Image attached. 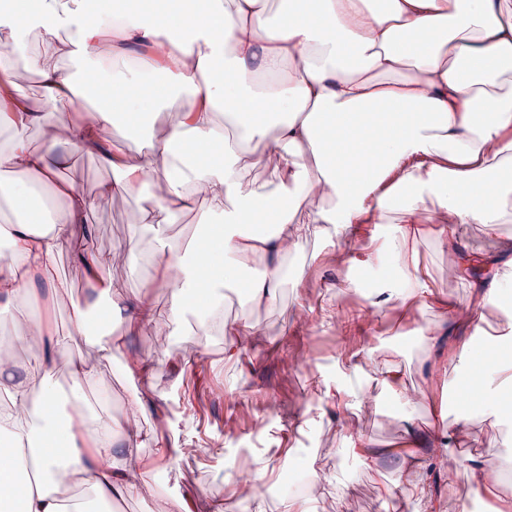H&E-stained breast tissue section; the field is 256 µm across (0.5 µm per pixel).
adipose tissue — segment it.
I'll use <instances>...</instances> for the list:
<instances>
[{"label": "adipose tissue", "mask_w": 512, "mask_h": 512, "mask_svg": "<svg viewBox=\"0 0 512 512\" xmlns=\"http://www.w3.org/2000/svg\"><path fill=\"white\" fill-rule=\"evenodd\" d=\"M35 34L52 51L28 67L41 78L34 98L12 86L0 103V126L12 129L0 150V197L18 217L0 252V320L10 342L0 347V510L63 512L81 491V512H112L122 499H149L154 512H190L184 500L150 484V471L189 450L147 427L159 407L152 397L155 366L126 352L137 333L169 345L175 333L224 332L225 352L255 342V325L224 317V290L244 289L255 308L269 306L281 288L301 287L292 265L309 240L327 246V262L375 268L392 261L400 285L388 303L412 302L435 311L423 334L427 382L408 387L388 364L364 368L353 351L340 358L351 373H367V390L327 388L330 399L353 397L358 408H379L390 394L415 409L432 385L448 380V350H467V337L494 331L512 340L498 297L512 290V0H27L0 20V44ZM74 61L57 67L53 56ZM160 82L153 93L151 82ZM100 95L85 107L83 92ZM178 116L149 125L166 98ZM69 121L49 123L58 103ZM147 129L145 144L116 149L112 129ZM47 129L42 148L26 130ZM67 146L56 154L57 146ZM73 152L92 154L111 170L98 186L103 198L138 196L146 207L129 226L122 254L130 277L151 267L148 289L130 291L105 275L104 261L83 249L93 235L89 197L63 181ZM272 167L280 198L268 204L253 171ZM190 222L214 230L194 247L165 234ZM368 224H390L382 247L355 258ZM434 224L453 241L468 224L484 227L496 253L455 246L446 271L462 279L478 271L473 303L458 308L431 284L420 261L422 227ZM152 233L149 256L140 242ZM70 252L86 276L85 300L58 272ZM168 291V310H156L151 291ZM69 304L72 326L57 335L36 313L39 299ZM84 350L73 354L71 345ZM27 357L18 361L16 350ZM122 356L120 419L92 409L87 394L104 380V365ZM512 384V360L484 374L482 412L463 427L436 423L407 429V450L393 463L401 486L413 489L422 512H438L430 470L463 475L472 496L495 493L502 481L493 454L457 471L453 449L467 445L482 416L502 418L498 395ZM151 447L145 457L141 448Z\"/></svg>", "instance_id": "1"}]
</instances>
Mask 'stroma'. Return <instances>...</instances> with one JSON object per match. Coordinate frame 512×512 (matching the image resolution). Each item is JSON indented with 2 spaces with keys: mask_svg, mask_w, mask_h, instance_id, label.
Listing matches in <instances>:
<instances>
[{
  "mask_svg": "<svg viewBox=\"0 0 512 512\" xmlns=\"http://www.w3.org/2000/svg\"><path fill=\"white\" fill-rule=\"evenodd\" d=\"M62 175L92 200L95 233L89 239L90 251L105 258L124 251L128 226L143 201L98 198L97 187L110 173L87 154L74 155ZM320 246L312 240L300 251L304 288H283L270 307L249 313L241 290L225 291V317L251 315L263 330L259 341L243 347L234 358L224 355V336L214 335L206 337L207 349L196 364L175 369L154 337L127 338L128 353L156 362L154 398L165 407L175 431L187 446L202 451L198 457L173 460L158 472L171 495L192 500L193 512H250L240 484L256 460L270 459L281 471L298 455L304 468L328 476L330 489L347 490L345 512H389L387 493L393 489L405 501L404 512L421 508L409 490L398 488L392 464L365 469L349 447L351 438L358 436L379 448L401 443L404 408L390 398L376 412L354 407L340 411L326 395L327 384L340 376L338 360L349 349L393 363L407 385L419 384L424 373L416 350L407 342L419 336L421 324L406 320L404 307L373 306L376 289L397 281L392 266L372 270L356 265L336 271L315 259ZM419 249L423 266L437 277L438 290L449 294L456 306L467 307V281L438 276L452 254L439 247L435 232H427ZM336 309L366 318V331L345 334L332 315ZM485 342V337L474 338L475 356L464 360L460 371L449 375L447 388L436 395L448 408L449 428L461 426L463 411L459 405L448 407L449 398L477 393L495 360V350Z\"/></svg>",
  "mask_w": 512,
  "mask_h": 512,
  "instance_id": "1",
  "label": "stroma"
}]
</instances>
